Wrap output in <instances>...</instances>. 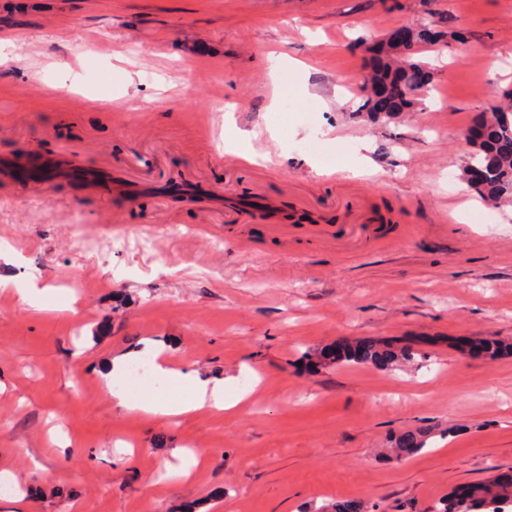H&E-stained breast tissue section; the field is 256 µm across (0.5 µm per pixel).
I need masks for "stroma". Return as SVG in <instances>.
Wrapping results in <instances>:
<instances>
[{
    "label": "stroma",
    "instance_id": "stroma-1",
    "mask_svg": "<svg viewBox=\"0 0 512 512\" xmlns=\"http://www.w3.org/2000/svg\"><path fill=\"white\" fill-rule=\"evenodd\" d=\"M433 18L431 86L371 120L369 44ZM5 34L0 159L65 155L112 193L0 179V277L76 308L0 290V472L27 496L0 512H438L512 470V205L461 178L466 127L512 90V0H0ZM228 121L261 131L259 159L225 151ZM362 154L375 173L337 170ZM365 208L390 240L337 237ZM476 336L511 349L471 354ZM356 339L430 358L300 365ZM149 345L251 398L171 421L122 409L99 369ZM419 429V454L384 457ZM191 450L203 467L175 477ZM52 288H37L32 280L28 288H16L17 293L32 308L42 310L54 301Z\"/></svg>",
    "mask_w": 512,
    "mask_h": 512
}]
</instances>
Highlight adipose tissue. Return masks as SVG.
<instances>
[{
    "label": "adipose tissue",
    "instance_id": "obj_1",
    "mask_svg": "<svg viewBox=\"0 0 512 512\" xmlns=\"http://www.w3.org/2000/svg\"><path fill=\"white\" fill-rule=\"evenodd\" d=\"M154 375L165 385L164 390L149 392L130 399L123 379L125 360L116 359L101 373L103 383L113 400L121 407L154 419H170L200 411H228L234 404L224 398V383L208 380L172 366L163 350L146 349Z\"/></svg>",
    "mask_w": 512,
    "mask_h": 512
}]
</instances>
